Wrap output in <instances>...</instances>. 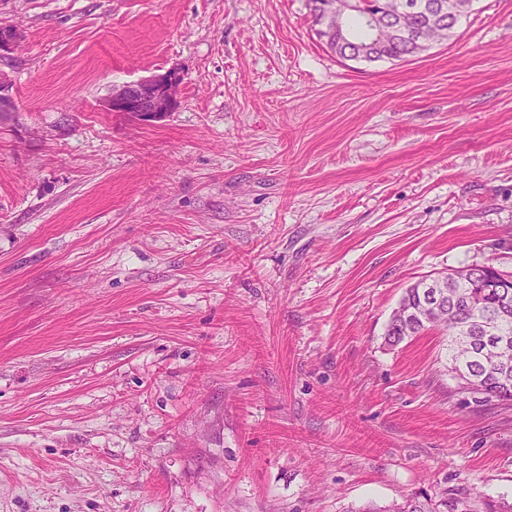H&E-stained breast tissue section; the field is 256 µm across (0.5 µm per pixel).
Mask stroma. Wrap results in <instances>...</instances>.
<instances>
[{"instance_id": "1", "label": "stroma", "mask_w": 512, "mask_h": 512, "mask_svg": "<svg viewBox=\"0 0 512 512\" xmlns=\"http://www.w3.org/2000/svg\"><path fill=\"white\" fill-rule=\"evenodd\" d=\"M0 512L512 503V407L406 288L512 275V0L405 62L310 0H0ZM178 71L143 122L113 86Z\"/></svg>"}]
</instances>
